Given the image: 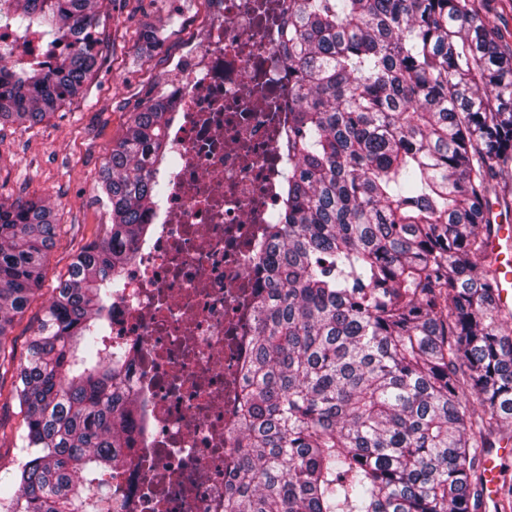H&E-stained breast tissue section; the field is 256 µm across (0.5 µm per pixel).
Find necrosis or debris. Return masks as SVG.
I'll return each mask as SVG.
<instances>
[{"mask_svg":"<svg viewBox=\"0 0 512 512\" xmlns=\"http://www.w3.org/2000/svg\"><path fill=\"white\" fill-rule=\"evenodd\" d=\"M201 41L166 95L178 165L112 296L104 344L133 363L139 408L100 512H224L238 395L264 290L259 261L283 200L294 104L277 53L286 0H205Z\"/></svg>","mask_w":512,"mask_h":512,"instance_id":"4bbe7bcc","label":"necrosis or debris"}]
</instances>
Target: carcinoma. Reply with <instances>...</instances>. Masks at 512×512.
<instances>
[{"label": "carcinoma", "mask_w": 512, "mask_h": 512, "mask_svg": "<svg viewBox=\"0 0 512 512\" xmlns=\"http://www.w3.org/2000/svg\"><path fill=\"white\" fill-rule=\"evenodd\" d=\"M97 0H0L65 45L49 70L0 48V125L39 124L100 65ZM295 116L263 259L224 512H475L487 440L512 428V334L486 213L512 206V44L474 0H288ZM170 103L134 113L100 172L112 224L43 306L9 391L25 413L0 512H91L125 464L127 354L107 301L163 192ZM43 201L0 195V360L57 235ZM475 397L480 412L470 406Z\"/></svg>", "instance_id": "1"}]
</instances>
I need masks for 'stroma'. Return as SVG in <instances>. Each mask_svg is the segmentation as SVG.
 Masks as SVG:
<instances>
[{"mask_svg": "<svg viewBox=\"0 0 512 512\" xmlns=\"http://www.w3.org/2000/svg\"><path fill=\"white\" fill-rule=\"evenodd\" d=\"M100 9L106 14L96 33L103 67L87 81L83 94L30 129L9 124L0 130V194L44 201L58 224L42 288L14 322L15 360L1 378L8 385L74 253L101 239L111 222L100 188L103 164L132 114L162 95L168 64L205 24L203 0H102ZM147 24L164 35L153 49L138 36ZM22 429L18 406L0 402V485L11 480Z\"/></svg>", "mask_w": 512, "mask_h": 512, "instance_id": "35a3bbf8", "label": "stroma"}]
</instances>
